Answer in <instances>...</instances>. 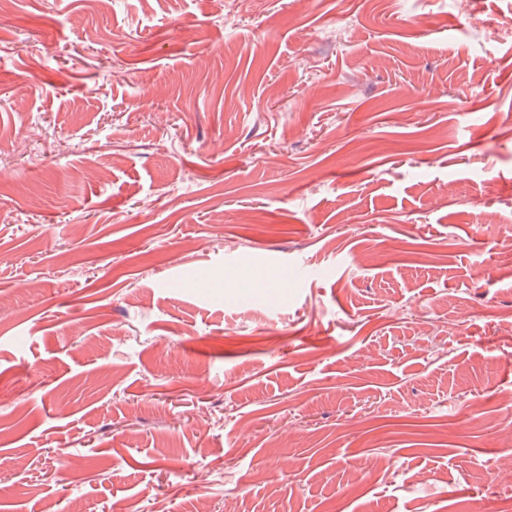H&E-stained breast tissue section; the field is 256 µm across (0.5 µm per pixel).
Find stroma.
Returning a JSON list of instances; mask_svg holds the SVG:
<instances>
[{"label":"stroma","instance_id":"1","mask_svg":"<svg viewBox=\"0 0 512 512\" xmlns=\"http://www.w3.org/2000/svg\"><path fill=\"white\" fill-rule=\"evenodd\" d=\"M510 246L512 0H14L0 512H498Z\"/></svg>","mask_w":512,"mask_h":512}]
</instances>
